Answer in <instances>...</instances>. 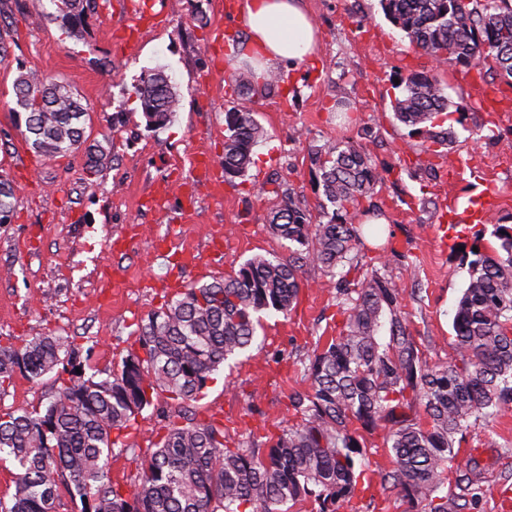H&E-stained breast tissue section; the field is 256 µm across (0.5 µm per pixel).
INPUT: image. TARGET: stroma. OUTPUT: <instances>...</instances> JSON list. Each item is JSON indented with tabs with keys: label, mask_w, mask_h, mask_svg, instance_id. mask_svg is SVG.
<instances>
[{
	"label": "stroma",
	"mask_w": 512,
	"mask_h": 512,
	"mask_svg": "<svg viewBox=\"0 0 512 512\" xmlns=\"http://www.w3.org/2000/svg\"><path fill=\"white\" fill-rule=\"evenodd\" d=\"M131 0H97L85 32L74 35L48 20L51 0H0V177L15 190L11 223L0 224V336L27 339L49 333L95 347L100 369H118L136 341L141 318L174 293L223 278L256 254L287 255L273 236L269 213L278 185L288 184L308 208L320 196L314 149L350 141L366 147L384 180L370 197L388 234L365 245L385 255L388 274L405 290L404 310L423 338L429 364L453 357L455 307L468 280L463 248L474 243L465 211L487 187L502 198L484 224L512 225V100H497L493 85L436 68L385 16L380 0H307L319 29L315 59L280 63L277 88L239 95L227 58L244 30L234 0H153L147 17ZM163 67L180 106L162 127H151L136 88L144 70ZM438 70L451 106H463L452 143L430 150L428 132L392 117L409 72ZM33 72L69 84L87 103L89 140L111 135L108 158L88 168L83 154L18 156L13 83ZM359 120L337 126V102ZM251 109L266 135L245 176L215 180L222 196L193 182L196 160L220 161L224 114ZM166 241L152 247L154 238ZM416 260L417 273L404 267ZM336 282L303 268L299 303L290 316L267 311L256 343L225 363L195 404L198 418L223 423L232 441L286 423L288 394L303 381L300 358L316 337L336 333ZM53 376L14 377L0 393V411L46 402ZM456 463L478 458L487 495L483 512H512V414L494 428L476 427Z\"/></svg>",
	"instance_id": "obj_1"
}]
</instances>
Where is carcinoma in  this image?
Masks as SVG:
<instances>
[{"mask_svg": "<svg viewBox=\"0 0 512 512\" xmlns=\"http://www.w3.org/2000/svg\"><path fill=\"white\" fill-rule=\"evenodd\" d=\"M59 20L80 33L95 0H52ZM389 19L435 64L492 74L512 86V0H381ZM272 74L231 76L238 91ZM394 116L420 130L452 116L446 85L434 73L401 79ZM24 139L54 157L85 149L98 167L102 144L85 143L88 108L51 77L20 73L14 82ZM155 127L176 112L178 94L160 68L136 88ZM225 179L245 175L264 130L249 109L224 113ZM319 172L317 212L281 191L270 212L272 235L288 257L257 254L231 275L175 294L137 324L136 345L117 371L92 364L94 347L54 333L17 344L0 341V388L20 374H55L60 387L43 407L0 413V463H10L15 492L0 512H289L306 500L340 512L377 483L408 503V512H465L483 495L478 466L455 468L461 443L479 423L512 411V228L474 253L455 308L454 357L431 366L402 309L404 289L385 273L388 261L359 279L345 267L363 259V228L354 223L381 176L371 153L351 142L326 143L311 154ZM13 188L0 190V224L14 209ZM336 280V335L317 337L303 360L305 388L288 394V424L234 447L224 425L187 415L228 360L249 349L259 313L289 314L306 264ZM81 373H76V368ZM160 392L177 408L144 457L124 434ZM382 440L390 467L370 469L367 449ZM136 462L133 483L108 474L114 452ZM453 491H448V485Z\"/></svg>", "mask_w": 512, "mask_h": 512, "instance_id": "carcinoma-1", "label": "carcinoma"}]
</instances>
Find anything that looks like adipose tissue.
<instances>
[{
  "mask_svg": "<svg viewBox=\"0 0 512 512\" xmlns=\"http://www.w3.org/2000/svg\"><path fill=\"white\" fill-rule=\"evenodd\" d=\"M239 19L248 35V50L228 59L229 66L251 64L266 71L277 63L313 59L318 33L305 0H239Z\"/></svg>",
  "mask_w": 512,
  "mask_h": 512,
  "instance_id": "adipose-tissue-1",
  "label": "adipose tissue"
}]
</instances>
